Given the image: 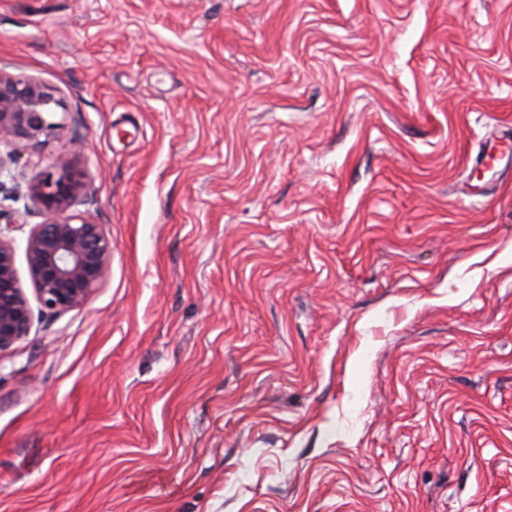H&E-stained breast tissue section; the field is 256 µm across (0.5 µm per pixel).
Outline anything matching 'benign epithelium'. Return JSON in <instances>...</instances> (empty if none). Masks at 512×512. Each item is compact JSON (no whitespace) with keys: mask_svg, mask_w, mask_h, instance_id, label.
Wrapping results in <instances>:
<instances>
[{"mask_svg":"<svg viewBox=\"0 0 512 512\" xmlns=\"http://www.w3.org/2000/svg\"><path fill=\"white\" fill-rule=\"evenodd\" d=\"M62 107L52 91L0 68V146L37 148L60 127L52 121ZM31 187L43 221L27 239L29 279L42 305L61 314L82 305L105 280L112 264V239L103 225L71 209L85 190L83 173L60 159ZM31 309L20 286L15 251L0 238V350L28 335Z\"/></svg>","mask_w":512,"mask_h":512,"instance_id":"benign-epithelium-1","label":"benign epithelium"}]
</instances>
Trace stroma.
I'll return each instance as SVG.
<instances>
[{
    "label": "stroma",
    "mask_w": 512,
    "mask_h": 512,
    "mask_svg": "<svg viewBox=\"0 0 512 512\" xmlns=\"http://www.w3.org/2000/svg\"><path fill=\"white\" fill-rule=\"evenodd\" d=\"M0 67L112 239L56 314L0 225V512H512V0H0ZM30 326L31 309L20 286L14 248L0 237V350L27 336Z\"/></svg>",
    "instance_id": "obj_1"
}]
</instances>
